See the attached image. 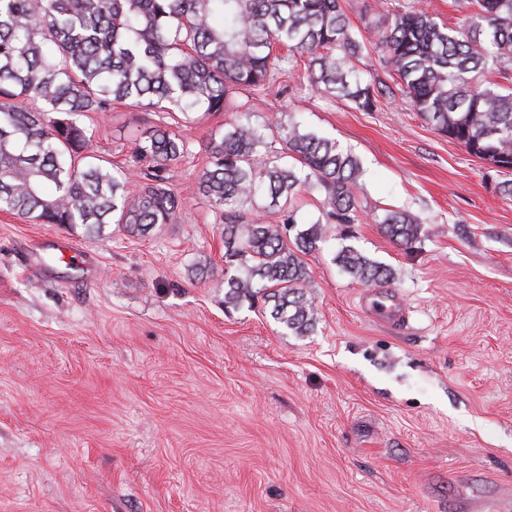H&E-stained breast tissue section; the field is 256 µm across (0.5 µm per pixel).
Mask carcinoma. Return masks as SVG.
<instances>
[{
	"instance_id": "cac0c4a2",
	"label": "carcinoma",
	"mask_w": 512,
	"mask_h": 512,
	"mask_svg": "<svg viewBox=\"0 0 512 512\" xmlns=\"http://www.w3.org/2000/svg\"><path fill=\"white\" fill-rule=\"evenodd\" d=\"M466 2L474 11L453 27L414 6L385 17L377 47L391 86L357 76L363 46L340 0H0V212L92 237L112 223L140 235L171 224L182 205L166 173L188 152L195 115L238 109L239 93L300 69L364 112L398 88L422 120L509 176L512 0ZM114 104L171 120L135 139L134 172L88 153L83 118ZM270 130L239 118L210 135L198 188L223 220L224 306L260 300L303 336L318 323L303 256L328 225L356 221L362 170L333 139L297 125L275 138ZM277 140L295 164L276 161ZM303 192L324 196L327 210L291 236ZM381 224L405 247L422 233L407 212ZM335 261L364 285L394 278L351 246Z\"/></svg>"
}]
</instances>
